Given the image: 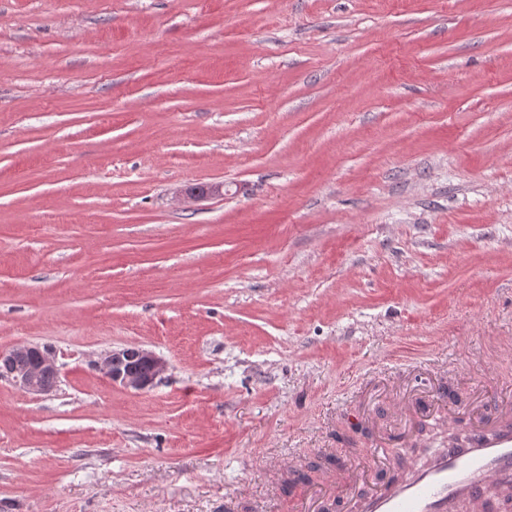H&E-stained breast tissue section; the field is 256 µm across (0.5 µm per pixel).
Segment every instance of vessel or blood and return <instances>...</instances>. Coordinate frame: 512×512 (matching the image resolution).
<instances>
[{"label": "vessel or blood", "instance_id": "vessel-or-blood-1", "mask_svg": "<svg viewBox=\"0 0 512 512\" xmlns=\"http://www.w3.org/2000/svg\"><path fill=\"white\" fill-rule=\"evenodd\" d=\"M390 407L396 415L429 418L451 431L459 425L430 399L413 404L396 396ZM389 452L381 445L367 467L347 465L326 474L299 512H320L331 495L342 512H491L498 505L493 491L512 488V417L499 409L482 411L462 439L435 448L405 472L386 467L383 458Z\"/></svg>", "mask_w": 512, "mask_h": 512}]
</instances>
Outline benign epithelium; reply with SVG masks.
I'll use <instances>...</instances> for the list:
<instances>
[{
  "label": "benign epithelium",
  "instance_id": "7a95c632",
  "mask_svg": "<svg viewBox=\"0 0 512 512\" xmlns=\"http://www.w3.org/2000/svg\"><path fill=\"white\" fill-rule=\"evenodd\" d=\"M221 184L188 187L180 195L200 199L220 194ZM0 378L12 382L27 394L39 395L48 391L46 379H58L59 367L54 352L36 344L22 343L0 352ZM94 366L114 385L137 393L152 390L168 370L167 362L151 350L141 346L123 347L106 352Z\"/></svg>",
  "mask_w": 512,
  "mask_h": 512
}]
</instances>
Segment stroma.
Returning a JSON list of instances; mask_svg holds the SVG:
<instances>
[{"label":"stroma","instance_id":"obj_1","mask_svg":"<svg viewBox=\"0 0 512 512\" xmlns=\"http://www.w3.org/2000/svg\"><path fill=\"white\" fill-rule=\"evenodd\" d=\"M510 342L512 0H0V351L60 368L0 380V512H254L276 463L290 512L386 380L511 407ZM0 367L1 379H7L24 393L33 395L47 392L46 379L57 381L59 375L54 352L36 344L22 343L1 351ZM135 362L126 366L125 362ZM94 366L101 370L113 385L126 390L145 393L163 379L167 362L151 350L141 346L123 347L106 352Z\"/></svg>","mask_w":512,"mask_h":512}]
</instances>
